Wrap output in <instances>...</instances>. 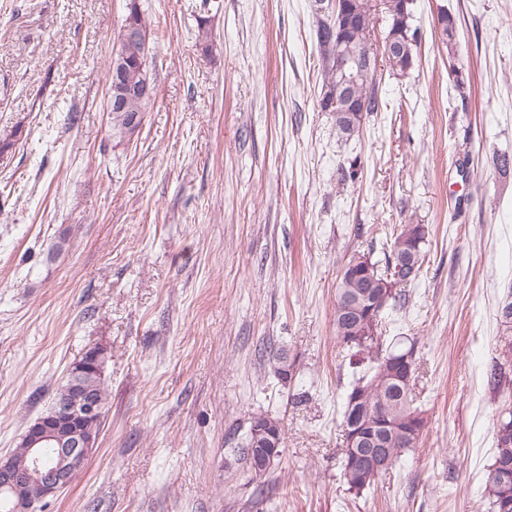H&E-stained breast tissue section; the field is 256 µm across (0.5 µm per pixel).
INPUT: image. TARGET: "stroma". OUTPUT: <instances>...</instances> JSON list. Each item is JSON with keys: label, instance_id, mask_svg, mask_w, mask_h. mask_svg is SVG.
Wrapping results in <instances>:
<instances>
[{"label": "stroma", "instance_id": "35a3bbf8", "mask_svg": "<svg viewBox=\"0 0 512 512\" xmlns=\"http://www.w3.org/2000/svg\"><path fill=\"white\" fill-rule=\"evenodd\" d=\"M140 3L156 94L119 140L107 70L126 0H0V457L100 347L109 410L46 512H487L512 408V382L487 378L512 294V173L493 165L512 155V0H414L415 65L378 66L383 107L346 142L318 103L314 0ZM400 224L426 226L425 262L386 334L416 342L428 424L355 495L336 287ZM259 413L283 429L261 476L241 459ZM505 426L498 424L494 433V462L497 457L512 463V414L509 419H503ZM493 462V463H494Z\"/></svg>", "mask_w": 512, "mask_h": 512}]
</instances>
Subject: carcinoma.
Segmentation results:
<instances>
[{"instance_id":"carcinoma-1","label":"carcinoma","mask_w":512,"mask_h":512,"mask_svg":"<svg viewBox=\"0 0 512 512\" xmlns=\"http://www.w3.org/2000/svg\"><path fill=\"white\" fill-rule=\"evenodd\" d=\"M372 0H347L351 9L365 10L363 23L347 33L346 45L352 56L360 57L373 46L371 31L382 22V56L395 75L407 73L415 64L418 43L417 30L412 28V0H407L406 11H401L399 0H393L380 9L373 8ZM456 18L448 11L438 15L439 40L450 47L455 40ZM339 27L326 17L317 21L316 38L325 62L326 77L320 109L333 113L336 131L341 138H350L360 130L365 115L382 107L376 89V68H365L350 87L353 97L365 105L363 112H346L336 101V73L333 71V47ZM123 64V83L137 86L142 82V68L147 61L136 51L119 45L111 58L108 78L119 61ZM147 101L139 96L123 98V105L112 110V135L123 140L133 135V118L145 110ZM427 229L423 224H401L389 237L383 258L373 259V253H355L344 265L334 305L333 325L336 342L352 351L349 365L353 380L344 396L343 426L355 434L353 442H343L341 478L347 490L355 495L373 487L380 477L392 468L407 451L417 447L426 426L425 411L417 405L414 393L418 370L415 342L400 347L398 343L357 342L355 331L366 320L374 317L375 297L382 293L386 307L400 305L402 288L416 280L424 261L423 246ZM80 384L99 393L103 405H108L104 383L93 371L80 376ZM256 419L266 434L256 440L247 434L246 447H254L262 456L278 460L281 454L282 427L276 417L260 413ZM505 426H497L494 433V457L512 463V416L504 419ZM483 498L491 512H512V478L502 479L488 473Z\"/></svg>"}]
</instances>
